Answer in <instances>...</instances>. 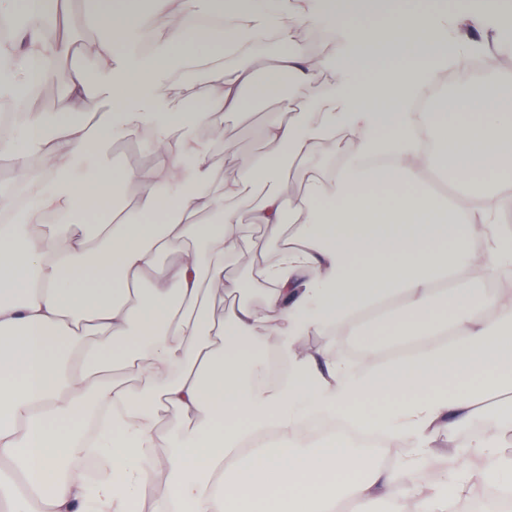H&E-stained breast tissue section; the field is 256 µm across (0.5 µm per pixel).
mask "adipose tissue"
I'll list each match as a JSON object with an SVG mask.
<instances>
[{
  "instance_id": "adipose-tissue-1",
  "label": "adipose tissue",
  "mask_w": 512,
  "mask_h": 512,
  "mask_svg": "<svg viewBox=\"0 0 512 512\" xmlns=\"http://www.w3.org/2000/svg\"><path fill=\"white\" fill-rule=\"evenodd\" d=\"M46 4L0 0V19L27 16L0 43V101L35 73L60 89L57 111L0 121V156L16 169L0 209L15 188H38L0 224V460L11 478L0 512H126L132 500L152 512H373L379 501L456 512L472 479L511 486L512 416L471 427L488 398L512 397V297L485 285L512 270V80L478 112L436 89L439 44L452 63L465 49L512 60V27L491 22L490 0L447 13L393 0L385 21L354 31L347 16H319L316 0H93L107 35L88 54L46 37ZM302 22L330 26L336 41L314 54ZM269 38L280 50L259 77L252 53ZM132 39L148 50L116 63ZM394 51L408 65L382 67ZM185 66L206 93L172 79ZM362 69L378 80L350 83ZM266 86L288 87L304 111L268 120V151L219 175L217 115ZM123 135L147 136L151 163L104 170V140ZM339 137L344 160L324 168ZM36 152L39 167L27 162ZM291 177L302 190L289 197ZM481 181L491 191L471 193ZM285 222V244L270 248L264 229ZM242 242L263 257L256 302L233 264ZM163 255L175 262L161 271ZM337 325L368 327L361 370L317 363L309 338ZM270 335L288 379L259 386ZM386 345L410 353L375 363ZM168 408L178 417L165 424ZM312 418L385 437L399 467L342 433L310 441ZM165 440L169 480L157 483L152 450ZM442 451L467 469L422 481V462Z\"/></svg>"
}]
</instances>
